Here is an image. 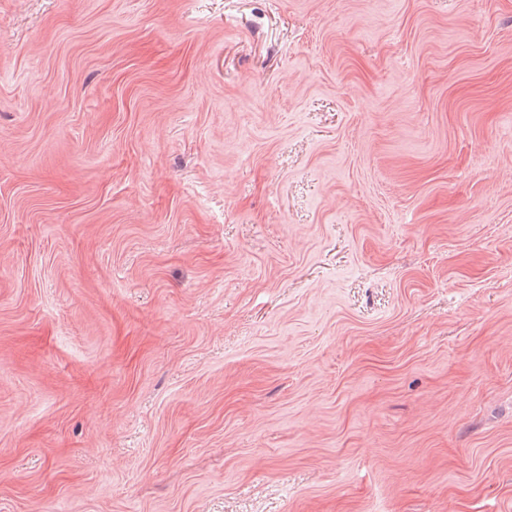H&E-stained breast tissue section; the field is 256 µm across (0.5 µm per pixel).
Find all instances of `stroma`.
I'll use <instances>...</instances> for the list:
<instances>
[{
	"instance_id": "stroma-1",
	"label": "stroma",
	"mask_w": 512,
	"mask_h": 512,
	"mask_svg": "<svg viewBox=\"0 0 512 512\" xmlns=\"http://www.w3.org/2000/svg\"><path fill=\"white\" fill-rule=\"evenodd\" d=\"M0 512H512V0H0Z\"/></svg>"
}]
</instances>
